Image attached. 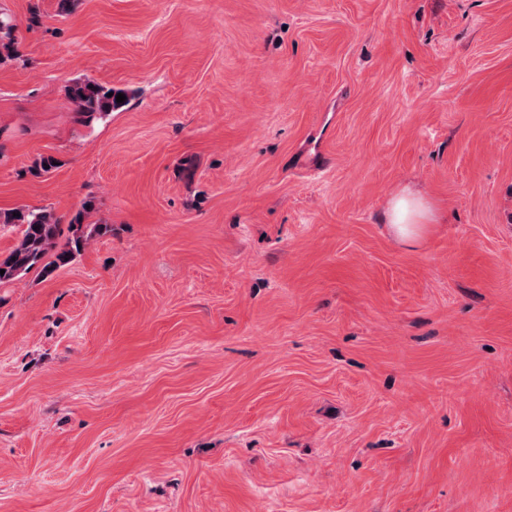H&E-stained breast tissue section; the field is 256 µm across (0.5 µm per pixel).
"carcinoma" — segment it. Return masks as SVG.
Here are the masks:
<instances>
[{"label":"carcinoma","mask_w":512,"mask_h":512,"mask_svg":"<svg viewBox=\"0 0 512 512\" xmlns=\"http://www.w3.org/2000/svg\"><path fill=\"white\" fill-rule=\"evenodd\" d=\"M14 25L0 19V63L19 58L12 37ZM119 91L87 81L70 90L73 111L81 117L112 112L123 107L116 102ZM93 200L82 205L68 224V236L62 237L60 220L47 208H15L0 211V227H16L19 236L12 248L0 255V288L11 285L32 271L48 279L56 270L73 262L89 241L111 231L107 224H86L85 216L93 209Z\"/></svg>","instance_id":"obj_1"}]
</instances>
